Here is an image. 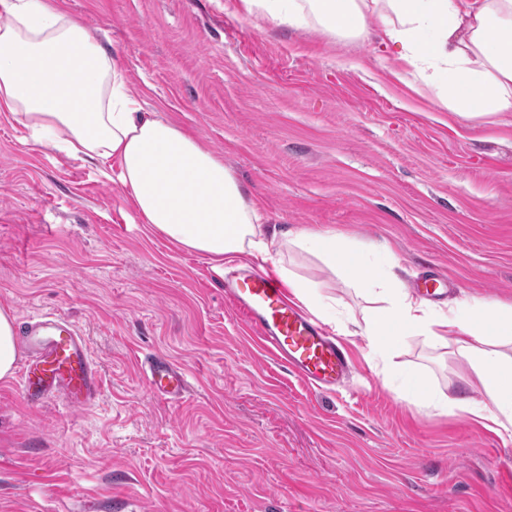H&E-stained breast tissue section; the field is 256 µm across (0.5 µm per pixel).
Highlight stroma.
Listing matches in <instances>:
<instances>
[{"instance_id":"obj_1","label":"stroma","mask_w":512,"mask_h":512,"mask_svg":"<svg viewBox=\"0 0 512 512\" xmlns=\"http://www.w3.org/2000/svg\"><path fill=\"white\" fill-rule=\"evenodd\" d=\"M121 65L144 110L224 159L268 233L334 231L432 302L512 305V112L480 124L401 80L377 37L280 27L242 0H59ZM292 272L349 311L316 257ZM0 309L74 322L101 378L91 406H28L0 382V512H512L497 489L512 433L398 398L334 326L348 379L307 386L245 329L211 263L141 223L97 165L32 144L0 112ZM161 354L190 392L153 397ZM394 363L430 391L471 390L452 347L412 336Z\"/></svg>"}]
</instances>
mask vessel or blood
<instances>
[{
  "label": "vessel or blood",
  "mask_w": 512,
  "mask_h": 512,
  "mask_svg": "<svg viewBox=\"0 0 512 512\" xmlns=\"http://www.w3.org/2000/svg\"><path fill=\"white\" fill-rule=\"evenodd\" d=\"M224 296L261 345L306 383L333 387L349 369L346 352L323 325L306 314L272 273L244 271L224 281ZM24 353L20 389L31 405L60 393L73 407L92 404L99 372L78 328L59 316L40 315L20 327ZM150 393L177 401L190 387L185 371L154 355L143 362Z\"/></svg>",
  "instance_id": "vessel-or-blood-1"
}]
</instances>
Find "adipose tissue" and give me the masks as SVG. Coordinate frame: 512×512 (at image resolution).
<instances>
[{"label":"adipose tissue","instance_id":"adipose-tissue-1","mask_svg":"<svg viewBox=\"0 0 512 512\" xmlns=\"http://www.w3.org/2000/svg\"><path fill=\"white\" fill-rule=\"evenodd\" d=\"M245 2L276 24L316 25L347 40L363 37L375 20L407 73L448 111L468 121L512 112V0ZM0 112L23 124L35 144L118 178L142 223L183 249L218 264L243 254L265 260L275 246L320 257L357 286L367 303L362 320L341 315L335 298L291 273L292 295L324 322L356 324L370 366L398 396L512 429V306L473 299L443 312L335 233L267 237L255 203L223 159L176 123L144 111L123 69L58 0H0ZM113 158L119 171L108 165ZM406 336L451 343L483 400L425 392L414 374L392 366L389 354Z\"/></svg>","mask_w":512,"mask_h":512}]
</instances>
